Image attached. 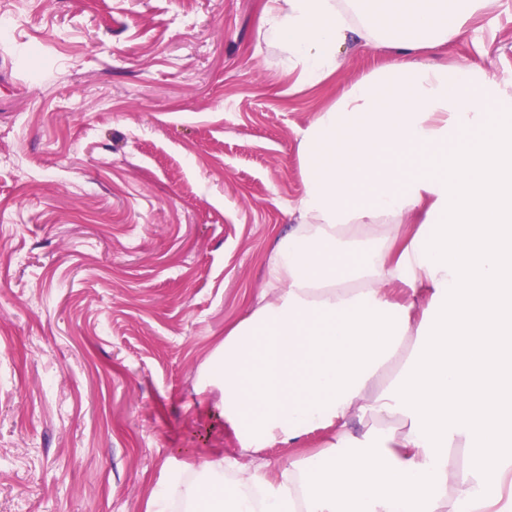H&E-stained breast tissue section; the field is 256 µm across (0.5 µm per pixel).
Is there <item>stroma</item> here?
<instances>
[{
  "instance_id": "1",
  "label": "stroma",
  "mask_w": 512,
  "mask_h": 512,
  "mask_svg": "<svg viewBox=\"0 0 512 512\" xmlns=\"http://www.w3.org/2000/svg\"><path fill=\"white\" fill-rule=\"evenodd\" d=\"M263 0H0V512H146L236 456L202 366L264 286L316 113ZM423 61L512 76V0ZM328 434L259 451L268 478Z\"/></svg>"
}]
</instances>
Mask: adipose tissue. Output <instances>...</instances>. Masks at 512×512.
<instances>
[{"mask_svg":"<svg viewBox=\"0 0 512 512\" xmlns=\"http://www.w3.org/2000/svg\"><path fill=\"white\" fill-rule=\"evenodd\" d=\"M493 3L265 0L263 24L308 86L336 72L347 44L382 34L397 52L305 131L304 191L265 289L204 365L242 452L316 429L332 441L274 479L235 456L199 461L148 512H503L512 79L418 57Z\"/></svg>","mask_w":512,"mask_h":512,"instance_id":"obj_1","label":"adipose tissue"}]
</instances>
